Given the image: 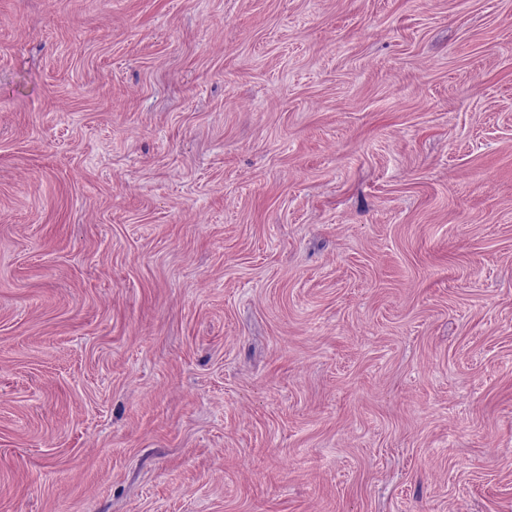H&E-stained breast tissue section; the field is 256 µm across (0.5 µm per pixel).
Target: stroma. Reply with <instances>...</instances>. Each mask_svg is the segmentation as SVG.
I'll use <instances>...</instances> for the list:
<instances>
[{
    "mask_svg": "<svg viewBox=\"0 0 512 512\" xmlns=\"http://www.w3.org/2000/svg\"><path fill=\"white\" fill-rule=\"evenodd\" d=\"M0 512H512V0H0Z\"/></svg>",
    "mask_w": 512,
    "mask_h": 512,
    "instance_id": "stroma-1",
    "label": "stroma"
}]
</instances>
